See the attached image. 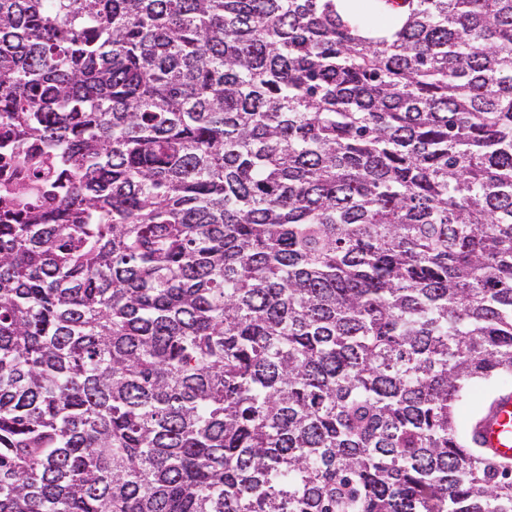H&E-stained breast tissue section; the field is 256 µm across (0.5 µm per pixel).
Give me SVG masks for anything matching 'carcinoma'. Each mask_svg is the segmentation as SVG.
<instances>
[{
    "label": "carcinoma",
    "instance_id": "carcinoma-1",
    "mask_svg": "<svg viewBox=\"0 0 512 512\" xmlns=\"http://www.w3.org/2000/svg\"><path fill=\"white\" fill-rule=\"evenodd\" d=\"M0 512H512V0H0ZM504 388L512 389L511 378L507 382L502 379L493 382L474 381L468 388L467 396L468 399H471L473 408L479 405L485 408L490 404L497 392ZM477 434L483 448L503 464L512 462V393L498 395L479 423Z\"/></svg>",
    "mask_w": 512,
    "mask_h": 512
}]
</instances>
